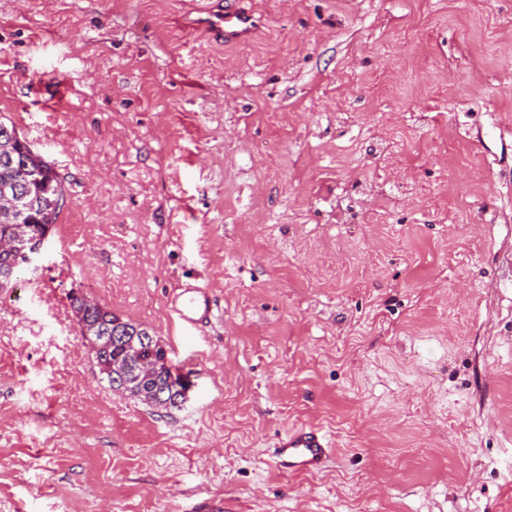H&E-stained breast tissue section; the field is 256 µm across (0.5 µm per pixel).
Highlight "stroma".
<instances>
[{"mask_svg":"<svg viewBox=\"0 0 512 512\" xmlns=\"http://www.w3.org/2000/svg\"><path fill=\"white\" fill-rule=\"evenodd\" d=\"M238 5L225 46L183 0H0V120L66 197L0 291V512H512V0ZM74 294L187 401L101 381ZM299 426L325 470L270 466ZM175 312L184 323L207 321L212 316L213 303L208 288H181ZM153 349L155 350L153 351L152 357V360L154 362V370L150 376L149 383L151 384L152 388L155 389L157 392H167L168 399H170L171 386L174 383L178 382L177 380L175 382L170 381L172 366L166 365L165 353H167V351L163 348L162 345H160L159 340L157 338Z\"/></svg>","mask_w":512,"mask_h":512,"instance_id":"35a3bbf8","label":"stroma"}]
</instances>
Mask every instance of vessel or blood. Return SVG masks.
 Returning a JSON list of instances; mask_svg holds the SVG:
<instances>
[{
  "label": "vessel or blood",
  "mask_w": 512,
  "mask_h": 512,
  "mask_svg": "<svg viewBox=\"0 0 512 512\" xmlns=\"http://www.w3.org/2000/svg\"><path fill=\"white\" fill-rule=\"evenodd\" d=\"M187 6L194 15L193 27H204L212 39L227 44L248 41L258 27L252 13L230 6L222 9L207 7L203 0H187ZM212 311L208 289L185 288L179 293L175 312L180 321L202 322L210 319ZM332 452V443L321 430L304 426L276 440L271 461L282 472L314 473L321 470Z\"/></svg>",
  "instance_id": "vessel-or-blood-1"
}]
</instances>
